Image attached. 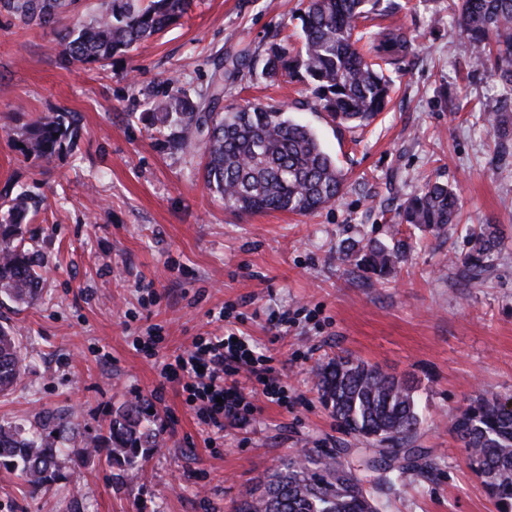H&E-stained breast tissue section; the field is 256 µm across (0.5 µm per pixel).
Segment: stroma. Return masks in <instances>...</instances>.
I'll return each instance as SVG.
<instances>
[{"label":"stroma","mask_w":512,"mask_h":512,"mask_svg":"<svg viewBox=\"0 0 512 512\" xmlns=\"http://www.w3.org/2000/svg\"><path fill=\"white\" fill-rule=\"evenodd\" d=\"M381 3L364 28L401 32L411 49L388 65L393 93L371 126L336 125L285 73L253 76L227 96L282 106L336 160L342 197L307 215L225 211L204 184L199 147L171 150L138 119L170 75L200 91L220 54L248 47L260 58L274 41L299 48L300 0H196L177 24L104 67L65 61L54 29L0 12V191L39 201L24 226L47 258L38 300L0 291V325L18 337L26 364L16 389L0 395V423L53 416L76 427L50 491L32 492L0 468V512H232L299 450L356 447L317 391L318 367L337 355L408 379L422 409L414 445L428 467L385 486L380 512H497L450 425L476 396H512V165L500 162L481 120L497 109L500 88L471 63L458 0ZM455 100L463 109H452ZM57 110L79 115L73 148L49 164L25 156V125ZM429 179L459 198L460 221L440 237L397 218ZM483 224L498 228L501 246L476 277L464 258ZM392 233L414 249L390 277L343 260L347 242ZM272 310L287 312L286 335L270 330ZM152 326L162 335L153 356L132 345ZM228 328L271 358L289 399L259 400L251 424L225 425L211 448L180 387L162 385L159 363ZM133 402L150 410L160 441L138 472L103 453L71 463Z\"/></svg>","instance_id":"35a3bbf8"}]
</instances>
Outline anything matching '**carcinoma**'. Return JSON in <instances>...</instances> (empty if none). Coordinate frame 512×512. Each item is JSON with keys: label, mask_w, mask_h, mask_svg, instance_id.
<instances>
[{"label": "carcinoma", "mask_w": 512, "mask_h": 512, "mask_svg": "<svg viewBox=\"0 0 512 512\" xmlns=\"http://www.w3.org/2000/svg\"><path fill=\"white\" fill-rule=\"evenodd\" d=\"M78 0H0L5 11L26 27L54 26L77 8ZM369 0H306L298 15L301 48L290 56L273 42L263 60L261 75L273 80L280 72L298 78L315 104L332 120L353 128L366 126L387 105L389 79L381 66L369 61L357 43L368 38L382 60L398 57L408 40L395 31L365 35L358 22L368 17ZM193 0H106V6L87 25L74 23L57 30L68 61L103 65L129 55L178 23ZM461 34L471 60L492 65L502 86L499 108L487 115L490 132L502 153L512 147V0H460ZM255 72L254 55L244 49L214 63L207 89L192 93L179 78L165 79V89L146 102L139 120L156 126L168 147L181 150L201 144L207 187L236 214L278 210L306 214L336 201L343 193L344 174L323 148L314 130L293 121L281 110L262 102L224 105L226 89ZM69 112L38 115L25 128L26 154L51 163L74 134ZM0 216V285L19 300L40 293L39 270L45 260L26 242L22 222L39 203L26 192L5 190ZM456 193L441 182H426L401 204V222L433 236L455 223ZM468 258L478 268L498 252L500 240L491 226L472 234ZM411 246L402 239L349 242L344 259L378 275H387L407 260ZM25 373L18 337L0 327V393L15 389ZM320 399L340 426L365 444L384 453L385 444L401 449L399 475L423 469L422 451L409 444L416 437L422 413L413 385L376 365L336 356L317 372ZM65 423L36 426L0 424V466L19 472L35 491H47L60 480L56 463ZM452 431L466 449L467 461L499 512H512V410L503 399L479 396L452 420ZM109 463L125 471L139 469L145 448H156V434L145 424L139 407L130 404L109 421L107 432L84 450L88 462L100 446ZM346 449L290 459L265 479L247 488L233 512H380L366 471L382 470L368 458L355 465L342 460Z\"/></svg>", "instance_id": "cac0c4a2"}]
</instances>
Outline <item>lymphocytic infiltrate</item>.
<instances>
[{"mask_svg":"<svg viewBox=\"0 0 512 512\" xmlns=\"http://www.w3.org/2000/svg\"><path fill=\"white\" fill-rule=\"evenodd\" d=\"M244 371L255 379L259 395L267 402L287 405L288 389L273 376L268 357L257 353L247 337L232 331L200 337L191 350L171 356L161 376L165 382L180 384L187 404L206 426L207 443L212 446L225 424L244 427L253 419L256 407L238 380Z\"/></svg>","mask_w":512,"mask_h":512,"instance_id":"f902f5d3","label":"lymphocytic infiltrate"}]
</instances>
